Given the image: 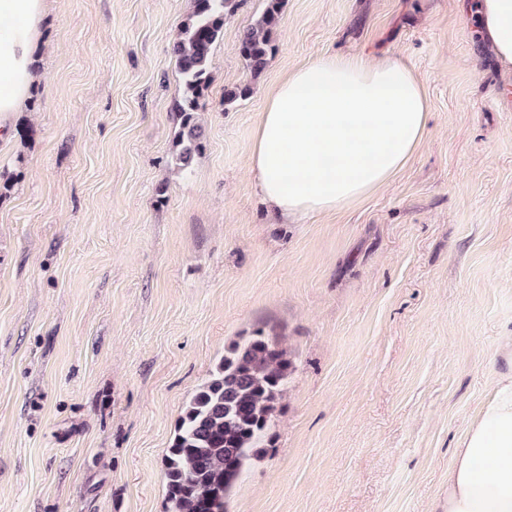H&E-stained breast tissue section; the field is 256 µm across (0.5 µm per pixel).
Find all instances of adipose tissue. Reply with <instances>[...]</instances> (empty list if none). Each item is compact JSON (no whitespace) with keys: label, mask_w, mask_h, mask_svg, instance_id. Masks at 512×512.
<instances>
[{"label":"adipose tissue","mask_w":512,"mask_h":512,"mask_svg":"<svg viewBox=\"0 0 512 512\" xmlns=\"http://www.w3.org/2000/svg\"><path fill=\"white\" fill-rule=\"evenodd\" d=\"M477 9L481 33L512 64V0H479ZM43 22V0H0V130L29 104ZM428 122L423 83L404 61L324 56L269 92L248 167L277 215L327 214L390 183L420 146ZM495 357L493 383L448 468L446 512H512V327L498 336Z\"/></svg>","instance_id":"obj_1"}]
</instances>
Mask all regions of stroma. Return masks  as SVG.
Wrapping results in <instances>:
<instances>
[{
    "mask_svg": "<svg viewBox=\"0 0 512 512\" xmlns=\"http://www.w3.org/2000/svg\"><path fill=\"white\" fill-rule=\"evenodd\" d=\"M474 3L284 0L255 77L238 41L265 0H242L179 172L190 0H46L38 83L0 141V512H166L182 411L259 326L294 369L228 512H444L512 321V66ZM361 53L421 78L424 140L365 201L282 223L247 166L267 92Z\"/></svg>",
    "mask_w": 512,
    "mask_h": 512,
    "instance_id": "1",
    "label": "stroma"
}]
</instances>
